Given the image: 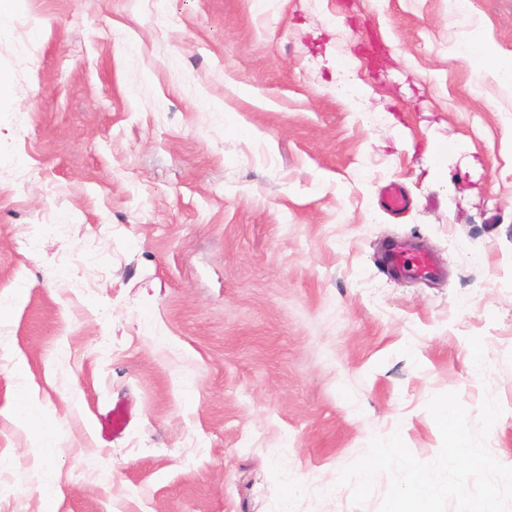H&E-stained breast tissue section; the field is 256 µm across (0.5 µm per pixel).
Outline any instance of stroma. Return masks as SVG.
Masks as SVG:
<instances>
[{"label": "stroma", "instance_id": "stroma-1", "mask_svg": "<svg viewBox=\"0 0 512 512\" xmlns=\"http://www.w3.org/2000/svg\"><path fill=\"white\" fill-rule=\"evenodd\" d=\"M449 10L12 0L0 512L48 473L56 512H378L340 471L396 432L434 460L449 392L499 402L512 466V87L464 53L512 56V0ZM397 241L443 276L390 275ZM380 206L393 215L401 214L408 205L407 198L398 183L386 186L380 197Z\"/></svg>", "mask_w": 512, "mask_h": 512}]
</instances>
